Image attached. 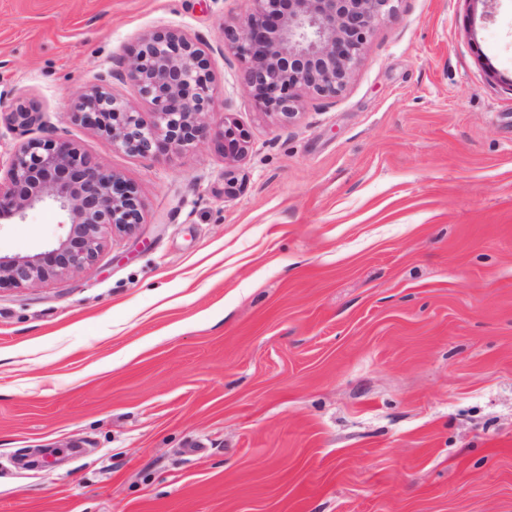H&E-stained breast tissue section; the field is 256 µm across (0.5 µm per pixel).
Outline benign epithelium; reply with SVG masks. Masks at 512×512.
<instances>
[{
	"label": "benign epithelium",
	"instance_id": "1",
	"mask_svg": "<svg viewBox=\"0 0 512 512\" xmlns=\"http://www.w3.org/2000/svg\"><path fill=\"white\" fill-rule=\"evenodd\" d=\"M246 21L224 26L225 49L245 61L240 84L263 107L285 120L295 116L299 92L334 97L342 91L377 18L393 0H248ZM200 43L172 29L112 59L99 84L83 93L74 117L126 152L149 156L178 150L210 134L213 89ZM129 82L153 110L141 113L110 91ZM9 111L22 134L36 126L46 136L21 144L0 179V224H17L27 212L52 204L64 215L63 236L33 255H0V288H26L83 270L97 259L107 236L141 223L138 199L127 181L103 170L42 120V112L0 89V111ZM218 138L224 158L240 160L248 141L224 120Z\"/></svg>",
	"mask_w": 512,
	"mask_h": 512
}]
</instances>
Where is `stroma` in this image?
I'll use <instances>...</instances> for the list:
<instances>
[{"mask_svg": "<svg viewBox=\"0 0 512 512\" xmlns=\"http://www.w3.org/2000/svg\"><path fill=\"white\" fill-rule=\"evenodd\" d=\"M247 0H0V85L135 189L83 270L0 289V512H512V0H396L291 120L220 54ZM208 46L247 136L143 158L74 119ZM51 208L0 253L61 235ZM218 138L223 140L222 148L224 159L230 157L231 162L240 160L247 152L248 141L245 139L238 127L231 123L227 117H224V124L222 131L218 133Z\"/></svg>", "mask_w": 512, "mask_h": 512, "instance_id": "1", "label": "stroma"}]
</instances>
